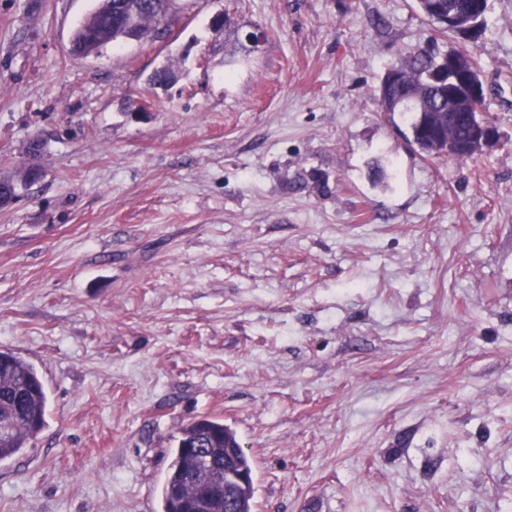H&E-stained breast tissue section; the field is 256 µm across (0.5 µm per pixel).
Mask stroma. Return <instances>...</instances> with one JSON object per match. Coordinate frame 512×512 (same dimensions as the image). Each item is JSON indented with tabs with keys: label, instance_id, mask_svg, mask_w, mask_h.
Instances as JSON below:
<instances>
[{
	"label": "stroma",
	"instance_id": "obj_1",
	"mask_svg": "<svg viewBox=\"0 0 512 512\" xmlns=\"http://www.w3.org/2000/svg\"><path fill=\"white\" fill-rule=\"evenodd\" d=\"M96 6L0 0V179L42 169L0 209V350L48 396L0 512H161L205 415L254 512H512V0L447 39L500 136L466 160L379 110L416 0H177L74 57ZM118 32L117 30H113L112 39L114 38V42L111 40H106L104 37L98 35L95 32H90L87 29L86 24H81L74 31L71 40V52L77 57H89L96 54L103 46L109 43H116L120 40L117 39ZM77 42L80 44V49L78 52H75L73 46H76Z\"/></svg>",
	"mask_w": 512,
	"mask_h": 512
}]
</instances>
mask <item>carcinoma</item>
<instances>
[{
  "mask_svg": "<svg viewBox=\"0 0 512 512\" xmlns=\"http://www.w3.org/2000/svg\"><path fill=\"white\" fill-rule=\"evenodd\" d=\"M488 0H417L420 12L441 36L456 32L448 26V12L464 21H483ZM448 52L436 45L420 49L390 67L379 87V96L389 100L385 112L412 116V143L425 156H441L469 143V114L485 112V99L461 102L459 117L442 121L434 113L448 111V91L437 75L446 68ZM47 392L37 368L12 351L0 350V422L8 424V432L0 436V461L11 459L30 447L46 425ZM199 441L210 448L219 460L230 458L235 465L253 472V465L237 435L223 423L202 417L182 429L178 446L161 486L162 512H184V502L197 493L189 480L190 457L185 445Z\"/></svg>",
  "mask_w": 512,
  "mask_h": 512,
  "instance_id": "carcinoma-1",
  "label": "carcinoma"
}]
</instances>
